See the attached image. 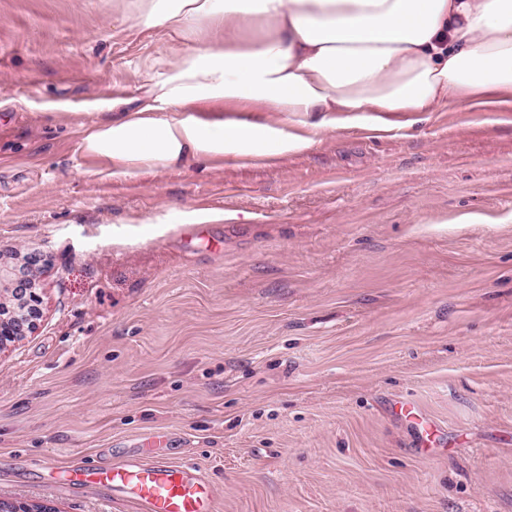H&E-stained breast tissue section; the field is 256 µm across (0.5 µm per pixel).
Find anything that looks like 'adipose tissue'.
Masks as SVG:
<instances>
[{"label": "adipose tissue", "instance_id": "obj_1", "mask_svg": "<svg viewBox=\"0 0 512 512\" xmlns=\"http://www.w3.org/2000/svg\"><path fill=\"white\" fill-rule=\"evenodd\" d=\"M133 26L189 48L149 64L136 101L83 125L112 174L172 171L221 156H285L286 133L444 106L512 104V0H133ZM268 123L225 118L250 109Z\"/></svg>", "mask_w": 512, "mask_h": 512}]
</instances>
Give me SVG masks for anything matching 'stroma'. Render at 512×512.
Wrapping results in <instances>:
<instances>
[{
	"label": "stroma",
	"mask_w": 512,
	"mask_h": 512,
	"mask_svg": "<svg viewBox=\"0 0 512 512\" xmlns=\"http://www.w3.org/2000/svg\"><path fill=\"white\" fill-rule=\"evenodd\" d=\"M123 9L0 0V252L49 261L0 354V500L138 512L44 463L149 460L162 433L215 512H512V109L114 177L80 126L176 49Z\"/></svg>",
	"instance_id": "obj_1"
}]
</instances>
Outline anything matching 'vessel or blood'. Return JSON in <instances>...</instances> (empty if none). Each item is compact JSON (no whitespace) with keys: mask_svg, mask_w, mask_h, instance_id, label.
<instances>
[{"mask_svg":"<svg viewBox=\"0 0 512 512\" xmlns=\"http://www.w3.org/2000/svg\"><path fill=\"white\" fill-rule=\"evenodd\" d=\"M73 478L91 487L127 495L142 512H213L210 484L191 465L155 461L119 462L106 468L77 471Z\"/></svg>","mask_w":512,"mask_h":512,"instance_id":"b4317fda","label":"vessel or blood"}]
</instances>
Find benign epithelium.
<instances>
[{"label":"benign epithelium","mask_w":512,"mask_h":512,"mask_svg":"<svg viewBox=\"0 0 512 512\" xmlns=\"http://www.w3.org/2000/svg\"><path fill=\"white\" fill-rule=\"evenodd\" d=\"M37 284L31 267L25 287L0 290V353L38 330L44 310Z\"/></svg>","instance_id":"7a95c632"}]
</instances>
